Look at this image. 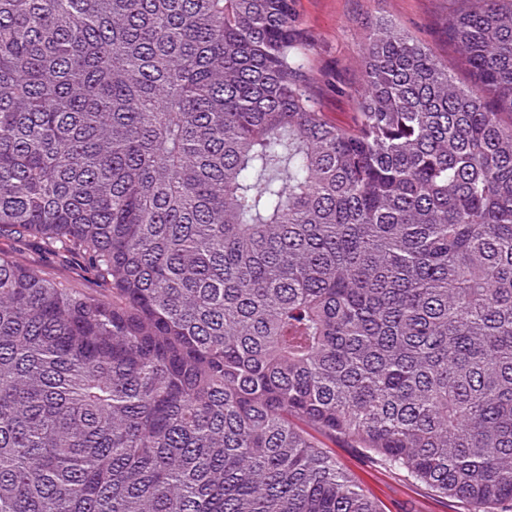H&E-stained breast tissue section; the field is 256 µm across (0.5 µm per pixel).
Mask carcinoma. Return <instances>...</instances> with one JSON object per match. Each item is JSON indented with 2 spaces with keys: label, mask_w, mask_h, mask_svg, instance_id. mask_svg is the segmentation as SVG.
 <instances>
[{
  "label": "carcinoma",
  "mask_w": 512,
  "mask_h": 512,
  "mask_svg": "<svg viewBox=\"0 0 512 512\" xmlns=\"http://www.w3.org/2000/svg\"><path fill=\"white\" fill-rule=\"evenodd\" d=\"M459 83L379 21L329 123L292 0H0V512H381L320 438L512 502V0ZM0 251L15 256L28 267L42 271L48 277L67 283L72 288L87 292H95L100 288L98 283L84 273L80 262L58 259L45 252L33 239L2 235Z\"/></svg>",
  "instance_id": "carcinoma-1"
}]
</instances>
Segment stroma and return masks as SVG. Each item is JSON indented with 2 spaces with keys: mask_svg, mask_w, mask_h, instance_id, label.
<instances>
[{
  "mask_svg": "<svg viewBox=\"0 0 512 512\" xmlns=\"http://www.w3.org/2000/svg\"><path fill=\"white\" fill-rule=\"evenodd\" d=\"M451 0H294L300 28L312 38L308 67L318 88V106L326 119L352 127L362 83L361 52L367 31L379 19L391 20L425 43L442 66L461 83L470 77L444 32ZM0 252L15 256L48 277L87 292L98 285L77 261L61 260L32 239L0 236ZM328 450L385 512H469L468 504L433 493L421 484L381 468L343 440H326Z\"/></svg>",
  "mask_w": 512,
  "mask_h": 512,
  "instance_id": "obj_1",
  "label": "stroma"
}]
</instances>
